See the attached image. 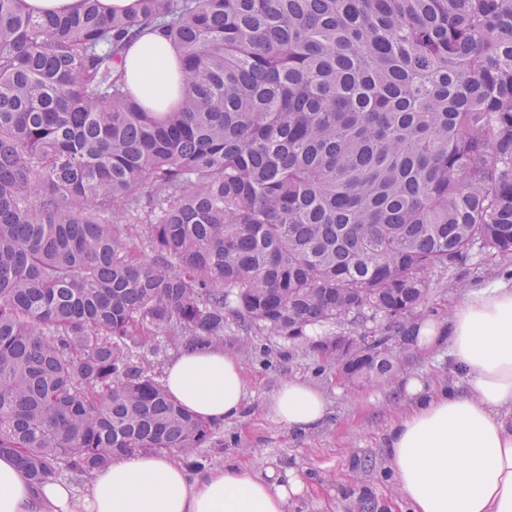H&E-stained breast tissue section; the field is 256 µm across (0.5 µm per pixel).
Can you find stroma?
Wrapping results in <instances>:
<instances>
[{"mask_svg":"<svg viewBox=\"0 0 512 512\" xmlns=\"http://www.w3.org/2000/svg\"><path fill=\"white\" fill-rule=\"evenodd\" d=\"M511 269L512 257L490 260L473 253L445 278L432 280L430 303L440 318H447L469 287ZM224 346L245 368L247 405L239 418L217 424L209 443L198 450L202 468L245 460L298 469L312 492L293 501L288 512H408L382 439L391 420L405 408L404 378L432 382L450 377L447 349L424 356L411 345H397V365L390 378L354 386L345 382L335 355L313 351L307 338L293 341L248 332L230 316L224 325ZM295 377L320 388L329 405L323 426L305 434L289 431L263 412L280 384Z\"/></svg>","mask_w":512,"mask_h":512,"instance_id":"1","label":"stroma"}]
</instances>
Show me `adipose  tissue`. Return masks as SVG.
Wrapping results in <instances>:
<instances>
[{"label":"adipose tissue","instance_id":"1","mask_svg":"<svg viewBox=\"0 0 512 512\" xmlns=\"http://www.w3.org/2000/svg\"><path fill=\"white\" fill-rule=\"evenodd\" d=\"M124 76L148 107L161 111L183 90L180 52L144 34L127 51ZM414 346L447 345L448 383L408 380V408L389 425L383 446L411 512H512V278L476 285L445 320L418 322ZM168 395L197 417L241 416L248 382L241 361L220 345L183 350L167 367ZM267 414L297 433L320 428L324 393L288 379ZM296 469L239 463L193 475L169 454L139 452L94 471L85 488L58 478L33 486L15 457H0V512H288L309 495Z\"/></svg>","mask_w":512,"mask_h":512}]
</instances>
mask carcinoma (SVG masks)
Segmentation results:
<instances>
[{
  "label": "carcinoma",
  "instance_id": "carcinoma-1",
  "mask_svg": "<svg viewBox=\"0 0 512 512\" xmlns=\"http://www.w3.org/2000/svg\"><path fill=\"white\" fill-rule=\"evenodd\" d=\"M154 32L185 92L119 69ZM148 250L152 260H139ZM512 255V0H0V455L33 485L213 435L133 352L361 339L353 384L425 317L428 275ZM80 0H21V7L25 11L33 12L38 16L46 13L74 10L79 7ZM124 76L129 89L157 111L180 98L184 90L179 50L153 33L144 34L128 49Z\"/></svg>",
  "mask_w": 512,
  "mask_h": 512
}]
</instances>
